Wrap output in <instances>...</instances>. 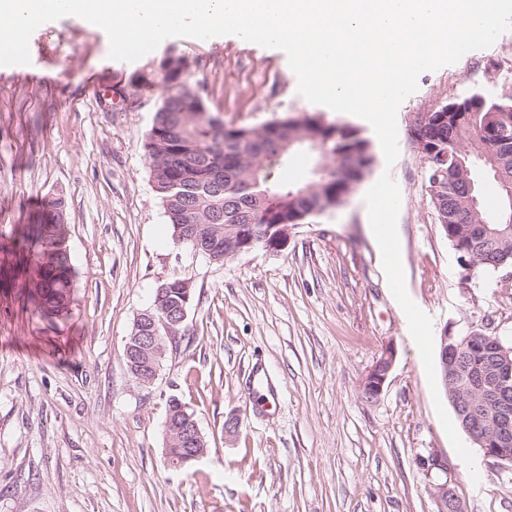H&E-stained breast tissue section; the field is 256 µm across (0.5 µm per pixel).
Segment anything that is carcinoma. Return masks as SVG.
Wrapping results in <instances>:
<instances>
[{
    "label": "carcinoma",
    "mask_w": 512,
    "mask_h": 512,
    "mask_svg": "<svg viewBox=\"0 0 512 512\" xmlns=\"http://www.w3.org/2000/svg\"><path fill=\"white\" fill-rule=\"evenodd\" d=\"M170 87L155 113L145 149L151 161L153 188L160 196L172 239L191 249L189 226L210 224L221 237L251 238L254 224H290L342 202L349 184L361 181L375 157L370 142L352 126L325 124L314 117L285 116L261 127H226L222 119L197 103L192 91L171 86L179 59L165 60ZM470 106L468 120L455 116L441 121L422 116L418 134L427 144L448 152V181L427 192L429 205L457 258L475 272L512 266V151L494 148L491 130L503 115L512 119V96L502 102H483L479 96L456 100ZM333 161L322 174L295 185L273 182L269 168L288 161L298 150ZM491 173L501 186L499 216L475 225L469 197H480L475 167ZM468 179L460 178L462 170ZM66 204L48 201L38 214L36 240L39 281L37 303L48 315L63 313L69 304L73 268L66 246ZM183 280L172 278L156 289L154 300L175 306Z\"/></svg>",
    "instance_id": "1"
}]
</instances>
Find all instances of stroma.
Segmentation results:
<instances>
[{"mask_svg": "<svg viewBox=\"0 0 512 512\" xmlns=\"http://www.w3.org/2000/svg\"><path fill=\"white\" fill-rule=\"evenodd\" d=\"M108 52L102 29L64 17L33 33L30 64L0 66V512H439L430 487L444 481L466 512H512V467L479 454L470 476L437 417L364 202L390 172L407 290L434 336L449 325L512 344V287L499 270L463 280L411 138L418 114L439 104L506 97L512 31L419 75L397 112L390 167L368 122L298 94L280 50L227 36L209 45L169 38L133 62ZM171 52L226 126L304 115L350 125L371 144L370 173L340 205L293 229L281 251L216 264L175 243L144 148ZM53 197L67 204L75 277L68 315L49 319L35 305L34 258L21 242ZM173 277L193 289L186 333L143 387L124 345ZM389 346L393 368L367 398L364 379ZM255 367L276 408L255 404ZM172 396L207 444L180 470L165 463ZM232 418L241 426L228 436ZM431 449L447 471L420 467Z\"/></svg>", "mask_w": 512, "mask_h": 512, "instance_id": "stroma-1", "label": "stroma"}]
</instances>
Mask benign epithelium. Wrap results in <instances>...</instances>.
<instances>
[{"mask_svg":"<svg viewBox=\"0 0 512 512\" xmlns=\"http://www.w3.org/2000/svg\"><path fill=\"white\" fill-rule=\"evenodd\" d=\"M189 298L179 303L177 311L158 318L151 311L140 314L151 321L152 334H130L125 344V355H133L139 368L127 365L134 380L142 386H150L158 375V365L165 357L168 344L176 341L187 318ZM165 335H160V330ZM481 350L488 359L483 368H475L459 359V347L452 329L446 327L440 336L438 370L446 377L462 384L451 393L454 410L462 422L466 435L480 446L483 457L500 465L512 464V349L498 338H485ZM395 351L388 347L369 371L364 382V392L369 397L378 395L393 366ZM180 442L186 445L182 463L199 460L206 452L204 438L198 422L187 421L184 428L176 429ZM427 472H445L448 463L432 450L420 459ZM433 495L440 505V512H464L463 503L448 483L432 485Z\"/></svg>","mask_w":512,"mask_h":512,"instance_id":"7a95c632","label":"benign epithelium"}]
</instances>
